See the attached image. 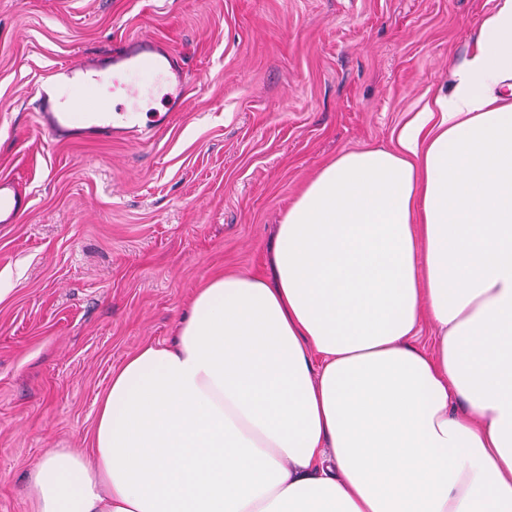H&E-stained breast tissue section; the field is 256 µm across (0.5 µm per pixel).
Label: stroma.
Instances as JSON below:
<instances>
[{
  "label": "stroma",
  "instance_id": "35a3bbf8",
  "mask_svg": "<svg viewBox=\"0 0 512 512\" xmlns=\"http://www.w3.org/2000/svg\"><path fill=\"white\" fill-rule=\"evenodd\" d=\"M497 0H0V178L31 198L0 224V512H30L34 467L91 446L113 369L169 340L196 290L259 272L303 183L391 147L450 89ZM147 35L185 63L188 99L140 146L48 144L32 88Z\"/></svg>",
  "mask_w": 512,
  "mask_h": 512
}]
</instances>
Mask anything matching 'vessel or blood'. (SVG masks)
Segmentation results:
<instances>
[{
	"instance_id": "b4317fda",
	"label": "vessel or blood",
	"mask_w": 512,
	"mask_h": 512,
	"mask_svg": "<svg viewBox=\"0 0 512 512\" xmlns=\"http://www.w3.org/2000/svg\"><path fill=\"white\" fill-rule=\"evenodd\" d=\"M132 71L165 79L169 87L162 109L152 112L145 124L139 121L137 88L123 85L126 103L120 107L98 91L103 75L120 78ZM183 72L180 56L164 42L142 36L125 38L105 56L63 64L52 79L36 84L32 90L36 127L54 143L121 140L147 144L181 111L186 100ZM29 202L13 181L0 180V224L17 223L29 211Z\"/></svg>"
}]
</instances>
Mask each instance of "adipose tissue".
<instances>
[{
    "label": "adipose tissue",
    "mask_w": 512,
    "mask_h": 512,
    "mask_svg": "<svg viewBox=\"0 0 512 512\" xmlns=\"http://www.w3.org/2000/svg\"><path fill=\"white\" fill-rule=\"evenodd\" d=\"M455 77L113 372L32 512H512V0Z\"/></svg>",
    "instance_id": "1"
}]
</instances>
